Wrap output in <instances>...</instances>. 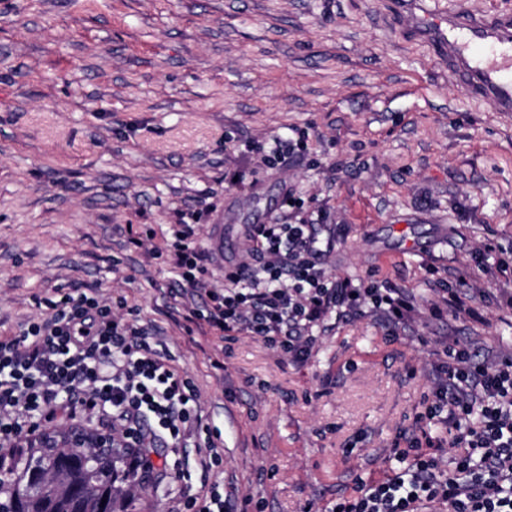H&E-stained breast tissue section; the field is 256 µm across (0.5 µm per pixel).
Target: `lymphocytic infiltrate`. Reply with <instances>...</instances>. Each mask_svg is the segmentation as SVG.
Returning a JSON list of instances; mask_svg holds the SVG:
<instances>
[{
	"label": "lymphocytic infiltrate",
	"mask_w": 512,
	"mask_h": 512,
	"mask_svg": "<svg viewBox=\"0 0 512 512\" xmlns=\"http://www.w3.org/2000/svg\"><path fill=\"white\" fill-rule=\"evenodd\" d=\"M285 205L278 222L247 225L249 260L225 267L219 288L209 285L215 262L198 241L200 216L169 225L159 255L177 274L180 294L203 300L189 323L227 343L260 339L303 362L320 336L351 319L380 318L392 336L413 320L422 304L415 296L385 282L329 276L322 260L332 238H320L294 193ZM422 305L434 319L481 317L451 288L441 302ZM46 306L19 332L0 336V447L16 448L46 423L89 418L126 448L135 478L152 475L155 448L170 449L175 465L195 462L200 486L183 487L170 512H229L214 478L224 466L223 434L204 428L195 385L151 344L150 328L117 316L93 290ZM419 421L418 435L393 448L394 467L380 479L357 478L335 512H512L511 353L488 362L469 345H446ZM448 446L455 453L445 464Z\"/></svg>",
	"instance_id": "1"
}]
</instances>
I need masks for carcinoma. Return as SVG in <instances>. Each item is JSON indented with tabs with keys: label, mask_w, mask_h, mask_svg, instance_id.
<instances>
[{
	"label": "carcinoma",
	"mask_w": 512,
	"mask_h": 512,
	"mask_svg": "<svg viewBox=\"0 0 512 512\" xmlns=\"http://www.w3.org/2000/svg\"><path fill=\"white\" fill-rule=\"evenodd\" d=\"M124 450L26 448L0 478V512H135L119 485L132 476L121 467Z\"/></svg>",
	"instance_id": "1"
}]
</instances>
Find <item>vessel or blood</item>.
Here are the masks:
<instances>
[{
  "mask_svg": "<svg viewBox=\"0 0 512 512\" xmlns=\"http://www.w3.org/2000/svg\"><path fill=\"white\" fill-rule=\"evenodd\" d=\"M420 0H397L418 39L432 43L450 77L491 112L512 113V14L486 16L465 8L418 14Z\"/></svg>",
  "mask_w": 512,
  "mask_h": 512,
  "instance_id": "obj_1",
  "label": "vessel or blood"
}]
</instances>
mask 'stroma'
<instances>
[{
    "label": "stroma",
    "instance_id": "stroma-1",
    "mask_svg": "<svg viewBox=\"0 0 512 512\" xmlns=\"http://www.w3.org/2000/svg\"><path fill=\"white\" fill-rule=\"evenodd\" d=\"M390 0H0V335L55 289H99L154 324L224 436V492L261 512H327L418 432L440 340L493 361L512 308L365 316L303 363L243 336L187 334L176 275L153 258L176 215L210 209L224 261L287 190L329 218L328 273L430 296L488 287L472 259L512 255V116L486 111ZM301 134L269 169L249 144Z\"/></svg>",
    "mask_w": 512,
    "mask_h": 512
}]
</instances>
